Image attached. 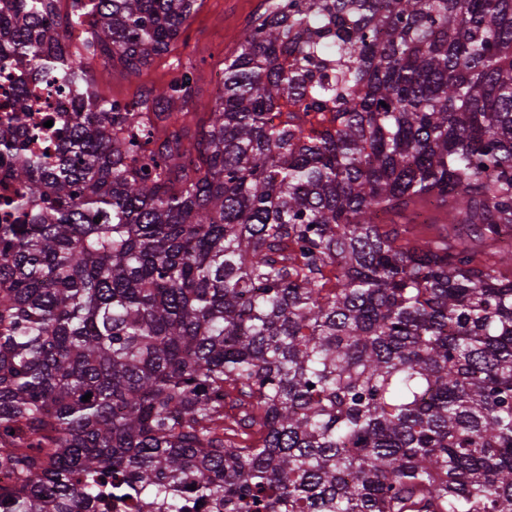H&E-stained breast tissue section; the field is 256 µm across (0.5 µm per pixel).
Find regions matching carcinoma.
Instances as JSON below:
<instances>
[{"instance_id": "1", "label": "carcinoma", "mask_w": 512, "mask_h": 512, "mask_svg": "<svg viewBox=\"0 0 512 512\" xmlns=\"http://www.w3.org/2000/svg\"><path fill=\"white\" fill-rule=\"evenodd\" d=\"M197 7L0 0L73 101L0 130V512H512V0H270L193 132L187 84L99 95ZM8 167V162H0V222L2 224H14L12 201L20 193V187L13 182L10 177H7L5 171ZM407 212L406 216L403 219H398L400 222L407 223H398V224H410L411 230L414 235L420 237H433L440 232H443V226L448 225V219L446 220L445 214L434 205L430 204H420L414 210ZM421 214L419 218H417V214ZM426 221V224H422L423 221Z\"/></svg>"}]
</instances>
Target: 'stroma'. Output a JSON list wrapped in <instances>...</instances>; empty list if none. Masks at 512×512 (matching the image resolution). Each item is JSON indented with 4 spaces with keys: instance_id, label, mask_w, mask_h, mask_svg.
Segmentation results:
<instances>
[{
    "instance_id": "35a3bbf8",
    "label": "stroma",
    "mask_w": 512,
    "mask_h": 512,
    "mask_svg": "<svg viewBox=\"0 0 512 512\" xmlns=\"http://www.w3.org/2000/svg\"><path fill=\"white\" fill-rule=\"evenodd\" d=\"M266 0H202L187 20L171 51L130 75L114 65L112 58L98 54L89 68L100 94L109 101L131 102L149 92L162 91L176 71L192 74L191 96L186 111L204 116L214 107L213 77L223 71L224 60L236 49L241 37L262 16Z\"/></svg>"
}]
</instances>
